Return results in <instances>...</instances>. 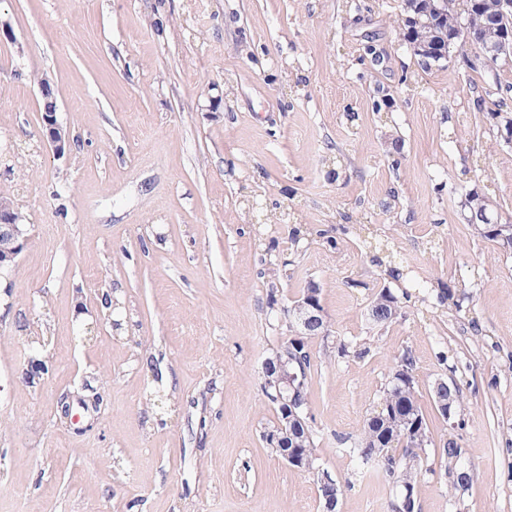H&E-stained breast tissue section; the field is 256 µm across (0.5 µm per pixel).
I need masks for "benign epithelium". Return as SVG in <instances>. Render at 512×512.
<instances>
[{
  "label": "benign epithelium",
  "instance_id": "7a95c632",
  "mask_svg": "<svg viewBox=\"0 0 512 512\" xmlns=\"http://www.w3.org/2000/svg\"><path fill=\"white\" fill-rule=\"evenodd\" d=\"M428 9L421 11L420 4L414 0H405V14L402 21L409 27L411 36L409 44L415 55L421 58L424 63H441L448 60L450 52L457 46L458 40L466 43L475 42L480 46L476 55L479 57H500L502 55L512 56V0H497L492 5L489 21L496 27L498 35L491 43L484 42L475 36L466 26L459 23L455 26L451 35L438 42V48H433L421 34L426 28L430 15H444L448 13V0H427ZM41 93L44 98L42 110V122L48 142L54 152L61 156L69 146V137L64 128L58 123L56 117V105L52 97V89L48 79L40 83ZM488 200L480 195L478 191L469 193L461 204L465 211V220L469 223L480 219L483 223L491 225V231L505 244L512 243V224H502L499 217L492 214L487 206ZM3 241L7 247H0V270L11 266L17 256L21 253L25 243L24 229L16 223L15 215L11 207L0 203V242ZM295 320L293 327L294 337L299 336H325L327 335L326 323L321 304L317 296L309 294L303 302L295 305L290 313ZM264 375L275 376L276 391L279 399H288L291 417L301 420L298 413V403L295 399L297 386V374L288 370L286 363L279 357L269 358L263 367ZM322 490L323 502L327 512H334L336 508V485L330 480L326 471L320 473L318 478Z\"/></svg>",
  "mask_w": 512,
  "mask_h": 512
}]
</instances>
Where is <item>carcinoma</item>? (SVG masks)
<instances>
[{
  "mask_svg": "<svg viewBox=\"0 0 512 512\" xmlns=\"http://www.w3.org/2000/svg\"><path fill=\"white\" fill-rule=\"evenodd\" d=\"M490 4V0H449L448 25L460 19L476 28L481 39L490 38V32L484 24L482 5ZM399 311L397 297L388 291H380L371 301L368 315L376 324L384 325L393 320V314ZM277 353L298 359L290 367L302 379L297 392L301 407L306 409L309 404V376L311 374L312 353L308 349V337H301L298 343L284 341ZM416 362L410 352H404L399 365L380 399L379 409L367 418L362 426L360 436L351 444L349 452L355 455L363 465L372 469L385 482H398L415 487L421 477L434 473L428 467L424 449L412 447V434L419 431L424 438H429V430L418 405L417 389L415 388L414 371ZM268 402L277 414V424L264 433L267 445L280 457L288 451L296 453L299 463L296 468L310 471L315 469L314 432L308 418L298 424L288 425V447L281 448L272 441L273 434L279 433L285 424L284 406L277 401L274 388L262 385ZM410 455L418 457L416 464L406 465Z\"/></svg>",
  "mask_w": 512,
  "mask_h": 512,
  "instance_id": "obj_1",
  "label": "carcinoma"
}]
</instances>
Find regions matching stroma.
I'll return each instance as SVG.
<instances>
[{"mask_svg":"<svg viewBox=\"0 0 512 512\" xmlns=\"http://www.w3.org/2000/svg\"><path fill=\"white\" fill-rule=\"evenodd\" d=\"M402 7L0 0V200L26 229L0 271V512H324L314 472L262 438L278 312L310 280L329 334L309 341L308 415L336 512H391L341 441L407 350L432 443L474 474L452 491L430 456L417 512H512V253L461 208L475 189L512 224V57L424 67ZM384 288L400 310L379 326ZM441 381L462 394L451 421ZM40 88L44 98L41 118L46 137L54 152L61 156L69 146V137L66 130H64L57 121L56 105L52 97V89L48 79L44 78L41 81ZM398 311L397 297L392 292L382 290L371 301L368 315L374 323L384 325L396 318ZM394 312H397L395 317Z\"/></svg>","mask_w":512,"mask_h":512,"instance_id":"35a3bbf8","label":"stroma"}]
</instances>
